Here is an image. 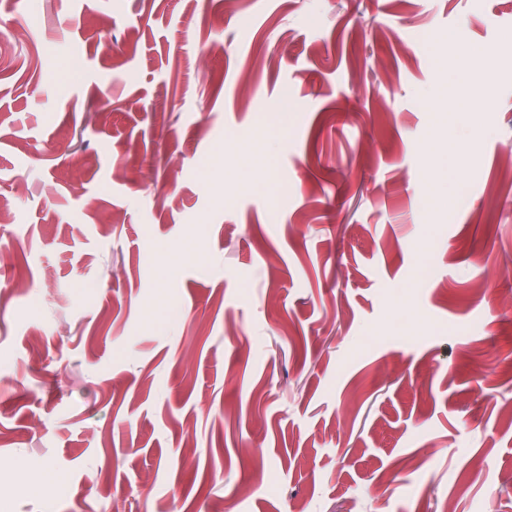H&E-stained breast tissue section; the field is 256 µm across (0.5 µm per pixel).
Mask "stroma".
Masks as SVG:
<instances>
[{"label": "stroma", "mask_w": 512, "mask_h": 512, "mask_svg": "<svg viewBox=\"0 0 512 512\" xmlns=\"http://www.w3.org/2000/svg\"><path fill=\"white\" fill-rule=\"evenodd\" d=\"M459 27L467 130L427 95ZM259 133L244 189L214 152ZM493 296L512 0H0L8 512H512ZM58 480L57 476L50 470L37 473H24L19 482L18 491L22 494L34 493L48 485L56 483Z\"/></svg>", "instance_id": "35a3bbf8"}]
</instances>
